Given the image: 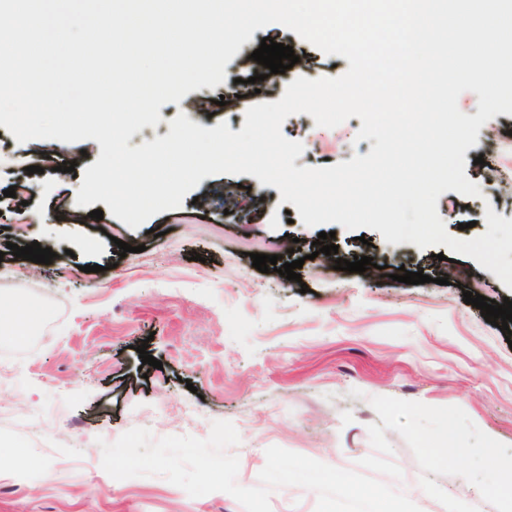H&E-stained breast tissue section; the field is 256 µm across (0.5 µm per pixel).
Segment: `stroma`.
Listing matches in <instances>:
<instances>
[{
  "instance_id": "1",
  "label": "stroma",
  "mask_w": 512,
  "mask_h": 512,
  "mask_svg": "<svg viewBox=\"0 0 512 512\" xmlns=\"http://www.w3.org/2000/svg\"><path fill=\"white\" fill-rule=\"evenodd\" d=\"M311 54L312 78L338 77L346 58L311 49L278 24L255 30L225 66L213 97L235 96L248 79V51L263 38ZM251 100L236 111L196 112L187 101L166 103L156 126L129 139L138 147L167 136L185 113L206 129L227 123L240 132ZM358 117L334 128L302 113L289 116L283 135L302 142L295 167H331L368 155L373 142L357 140ZM512 130V115L496 114L464 153L465 175L480 196L447 191L437 211L447 232L471 239L488 229L493 195L486 168L496 165V144ZM99 143L61 146L50 140L17 143L0 125V191L27 182L26 198L0 210V302H33L45 310L27 335H0V512H244L231 495L191 497L160 476L112 481L102 473L101 442L126 431L150 429L157 438H207L216 420L232 422L240 442L236 481L253 487L268 447L328 465L356 468L371 455L368 427L379 417L368 399L388 396L429 406L461 407L487 435L512 445V346L502 328L486 322L464 292L496 303L512 299L492 272L470 257L442 260L443 246L386 242L368 228L303 224L280 191L252 175L204 177L180 208L160 212L131 229L88 207L66 209L81 176L96 163ZM43 170L30 174L28 162ZM74 172H60L62 163ZM227 184L249 188L230 208L217 195ZM334 232L337 255L315 253L319 232ZM300 248L283 253L302 260L300 281L259 272L252 254H273L286 238ZM133 246L120 255L118 242ZM37 242L51 248L42 274H27L25 260L7 252ZM368 256L374 268L349 273L337 259ZM100 272H91V265ZM430 280L394 281L400 270ZM162 363L144 364L138 345ZM403 476L392 480L421 512H445L420 487L421 470L405 440L386 431Z\"/></svg>"
}]
</instances>
